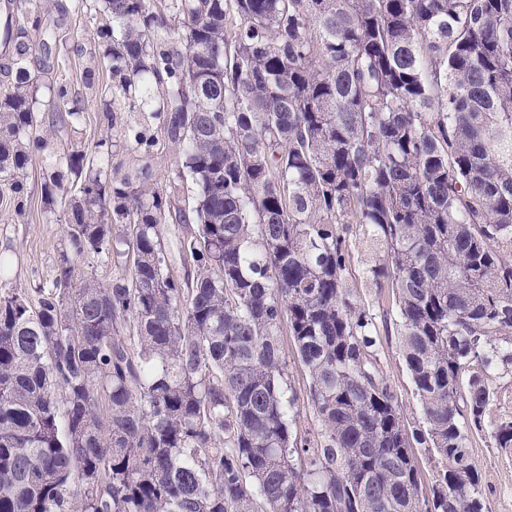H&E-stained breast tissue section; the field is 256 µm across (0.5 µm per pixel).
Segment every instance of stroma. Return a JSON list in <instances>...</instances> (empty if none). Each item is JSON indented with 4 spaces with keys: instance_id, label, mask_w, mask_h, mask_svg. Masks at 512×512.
I'll return each instance as SVG.
<instances>
[{
    "instance_id": "1",
    "label": "stroma",
    "mask_w": 512,
    "mask_h": 512,
    "mask_svg": "<svg viewBox=\"0 0 512 512\" xmlns=\"http://www.w3.org/2000/svg\"><path fill=\"white\" fill-rule=\"evenodd\" d=\"M47 33L31 32L33 44L29 71L33 82L35 108L42 117H51L60 104L58 89L84 98L88 104L81 121L53 128L43 159L35 160L28 169L24 207H17L8 186L0 183V257L8 260V279L0 281V293L24 292L29 300H37L40 290L50 288L56 276L58 256L67 249L65 204L46 206L41 186L49 170V159L55 158L63 146L75 142L92 145L100 139L109 141V160L101 168L114 178L133 176L143 164H150L153 189L172 193L175 203L188 207L194 194L190 178L179 176L175 150L169 143L151 108L136 112H105L111 98L105 73L95 64L102 47L97 36L99 17L74 10H61L48 5L45 14ZM93 80H86V71ZM143 130L151 137L149 152L131 143L126 131ZM374 255L353 248L348 278L352 300L365 306L383 330L373 347L376 366L395 393L407 431L423 428L424 420L411 375L406 367L397 336L398 318L395 292L390 285L376 286L367 276ZM280 342L286 361L284 380L289 393L298 401L293 409V431L298 437H314L321 430L315 410L308 398L309 374L300 362L292 338L281 333ZM471 456L477 466L481 488L488 497L492 512H512V450L496 448L489 433L472 437Z\"/></svg>"
}]
</instances>
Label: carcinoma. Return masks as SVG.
Returning a JSON list of instances; mask_svg holds the SVG:
<instances>
[{
    "label": "carcinoma",
    "mask_w": 512,
    "mask_h": 512,
    "mask_svg": "<svg viewBox=\"0 0 512 512\" xmlns=\"http://www.w3.org/2000/svg\"><path fill=\"white\" fill-rule=\"evenodd\" d=\"M103 3L108 111L158 103L195 195L175 207L147 164L43 183L67 200L71 251L37 305L0 295V512H492L470 438L512 449V416L487 420L471 366H512V0ZM44 9L0 12V180L17 196L46 143L24 41ZM58 96L53 122L85 112ZM105 154L62 159L79 174ZM171 221L192 225L183 282ZM355 232L395 289L419 432L350 300ZM116 242L129 276L78 275L71 254ZM284 324L315 446L292 434ZM415 443L440 466L428 495ZM184 224H164V244L172 254V261L170 265V272L172 275L183 281L187 274V270L193 268V262L188 257L185 262L182 254H179L177 250V243L179 237L182 236Z\"/></svg>",
    "instance_id": "carcinoma-1"
}]
</instances>
